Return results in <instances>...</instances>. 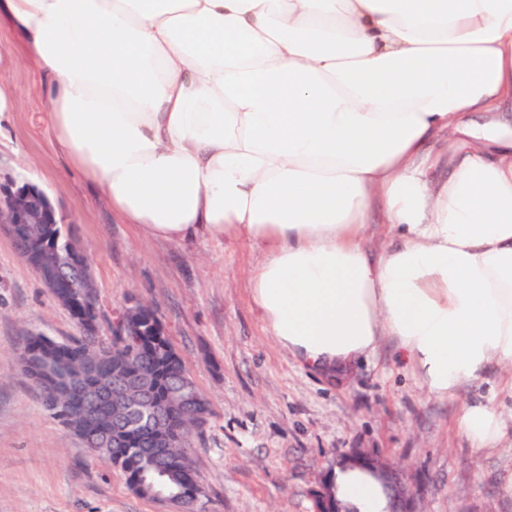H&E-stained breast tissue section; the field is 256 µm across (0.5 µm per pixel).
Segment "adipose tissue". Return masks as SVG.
<instances>
[{
    "instance_id": "ef3b65f1",
    "label": "adipose tissue",
    "mask_w": 512,
    "mask_h": 512,
    "mask_svg": "<svg viewBox=\"0 0 512 512\" xmlns=\"http://www.w3.org/2000/svg\"><path fill=\"white\" fill-rule=\"evenodd\" d=\"M2 26L114 216L261 251L252 299L291 356L339 373L392 336L433 395L497 367L512 397V0H0ZM460 425L512 444L494 398ZM335 483L385 506L373 479Z\"/></svg>"
}]
</instances>
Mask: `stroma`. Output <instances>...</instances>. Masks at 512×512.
Segmentation results:
<instances>
[{
    "label": "stroma",
    "instance_id": "stroma-1",
    "mask_svg": "<svg viewBox=\"0 0 512 512\" xmlns=\"http://www.w3.org/2000/svg\"><path fill=\"white\" fill-rule=\"evenodd\" d=\"M0 176L52 201L64 233L86 251L104 315L135 299L152 306L208 399L193 457L201 512H313L335 475L336 453L374 450L422 487V512H512L499 485L512 447L475 453L460 426L463 402L487 395L495 373L440 399L416 383L395 338L343 378L310 370L266 336L248 273L259 255L241 243L183 248L120 223L104 194L70 169L47 129L37 66L0 28ZM63 342L79 329L0 230V512H173L135 494L44 408L21 368L28 333Z\"/></svg>",
    "mask_w": 512,
    "mask_h": 512
}]
</instances>
